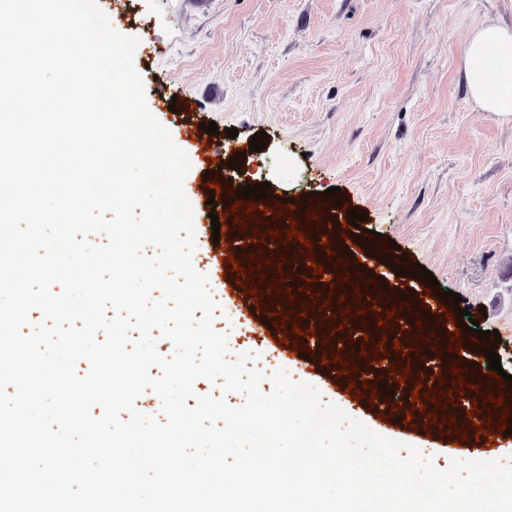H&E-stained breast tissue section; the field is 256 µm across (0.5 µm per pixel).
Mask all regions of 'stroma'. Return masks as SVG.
I'll return each mask as SVG.
<instances>
[{
    "label": "stroma",
    "mask_w": 512,
    "mask_h": 512,
    "mask_svg": "<svg viewBox=\"0 0 512 512\" xmlns=\"http://www.w3.org/2000/svg\"><path fill=\"white\" fill-rule=\"evenodd\" d=\"M119 33L139 38L133 64L147 107L189 157L183 183L193 208L201 273L226 245L207 246L210 214L224 215L208 176L215 150L266 183L274 202L323 203L331 187L366 221L345 235L377 239L385 256L373 277L413 302L469 313L459 324L477 355L498 353L512 375V122L480 111L463 82L472 29L489 17L512 19V0H97ZM216 122L219 134L204 130ZM237 128L228 138V128ZM265 131L260 152L251 137ZM431 271L437 293L421 276ZM228 306V345L276 364L287 375L356 411L377 434L427 448L438 468L449 456L499 459L512 435L495 443L462 440L429 427L403 430L394 414L355 399L299 351L276 347L248 311L235 273L210 280ZM498 330L490 343L484 331Z\"/></svg>",
    "instance_id": "stroma-1"
}]
</instances>
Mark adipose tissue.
Masks as SVG:
<instances>
[{
  "instance_id": "ef3b65f1",
  "label": "adipose tissue",
  "mask_w": 512,
  "mask_h": 512,
  "mask_svg": "<svg viewBox=\"0 0 512 512\" xmlns=\"http://www.w3.org/2000/svg\"><path fill=\"white\" fill-rule=\"evenodd\" d=\"M463 74L481 110L512 120V25L491 18L479 23L467 43Z\"/></svg>"
}]
</instances>
